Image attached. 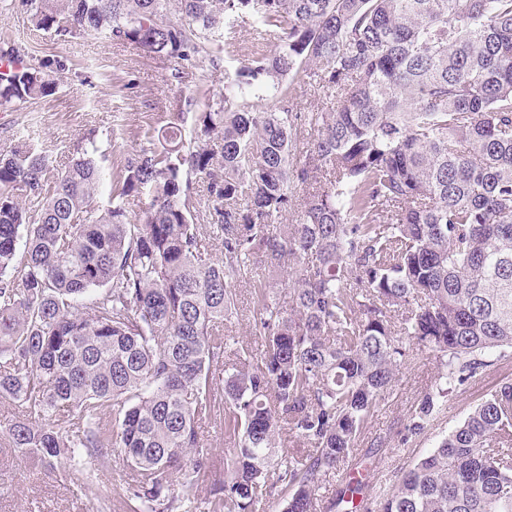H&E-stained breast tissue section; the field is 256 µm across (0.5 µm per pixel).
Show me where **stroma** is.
<instances>
[{
  "mask_svg": "<svg viewBox=\"0 0 512 512\" xmlns=\"http://www.w3.org/2000/svg\"><path fill=\"white\" fill-rule=\"evenodd\" d=\"M261 24L241 22L232 45L223 39L207 43L194 75L177 78L175 64L134 45L94 33L74 38L36 28L21 0H0V46L18 49L25 60H62L54 95L0 109V154L25 139L46 150L57 167H65L77 149L95 143L106 167L139 150L130 136L139 128H161L173 115L193 123L209 111L226 72L241 59L270 53L274 35L258 38ZM237 312L228 332L240 345L260 349L262 338L251 284L236 285ZM438 362L428 352L411 355L378 412L368 421L362 448L377 444L365 473L371 485L392 482L401 469L430 452L460 424L472 406L489 391L512 382V359L501 361L476 380L458 386L426 432L402 442L410 408L433 385ZM121 457L87 478L75 470L48 473L29 459L0 447V512H127L113 488L124 482Z\"/></svg>",
  "mask_w": 512,
  "mask_h": 512,
  "instance_id": "obj_1",
  "label": "stroma"
}]
</instances>
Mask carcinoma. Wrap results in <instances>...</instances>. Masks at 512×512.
Here are the masks:
<instances>
[{"instance_id":"carcinoma-1","label":"carcinoma","mask_w":512,"mask_h":512,"mask_svg":"<svg viewBox=\"0 0 512 512\" xmlns=\"http://www.w3.org/2000/svg\"><path fill=\"white\" fill-rule=\"evenodd\" d=\"M22 4L40 29L107 33L188 68L246 15L278 41L190 131H141L106 206L87 152L63 170L25 141L0 154V397L18 408L7 447L51 473L96 472L120 449L130 512H260L275 490L282 512H512L511 382L379 492L356 464L411 353H433L441 372L405 441L512 353V0ZM0 58L16 61L0 108L54 94L62 61ZM300 74L327 111L290 107ZM267 96L276 110L256 104ZM294 182L311 191L288 224ZM142 197L132 222L126 205ZM202 208L211 223H195ZM244 279L258 353L224 334ZM217 412L231 453L203 499L202 424ZM285 427L305 451L282 449Z\"/></svg>"}]
</instances>
